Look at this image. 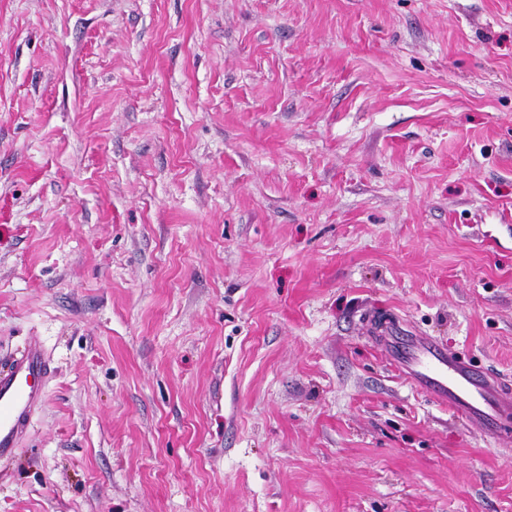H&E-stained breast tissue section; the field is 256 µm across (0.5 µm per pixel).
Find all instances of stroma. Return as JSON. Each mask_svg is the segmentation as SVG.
Masks as SVG:
<instances>
[{
    "instance_id": "1",
    "label": "stroma",
    "mask_w": 512,
    "mask_h": 512,
    "mask_svg": "<svg viewBox=\"0 0 512 512\" xmlns=\"http://www.w3.org/2000/svg\"><path fill=\"white\" fill-rule=\"evenodd\" d=\"M512 0H0V512H512ZM381 351L399 375L416 390L431 396L470 429L498 439L503 417L511 413L508 387L487 377L448 352V346L429 336H383ZM50 374L38 336H30L24 350L0 370V459L11 456L34 410L43 403V382Z\"/></svg>"
}]
</instances>
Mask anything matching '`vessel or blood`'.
Returning a JSON list of instances; mask_svg holds the SVG:
<instances>
[{
	"label": "vessel or blood",
	"instance_id": "b4317fda",
	"mask_svg": "<svg viewBox=\"0 0 512 512\" xmlns=\"http://www.w3.org/2000/svg\"><path fill=\"white\" fill-rule=\"evenodd\" d=\"M381 350L410 386L431 396L470 428L497 439L503 418L512 413V389L449 353L429 336L391 333ZM50 374L39 337L0 370V459L13 454L34 410L43 402L42 385Z\"/></svg>",
	"mask_w": 512,
	"mask_h": 512
}]
</instances>
